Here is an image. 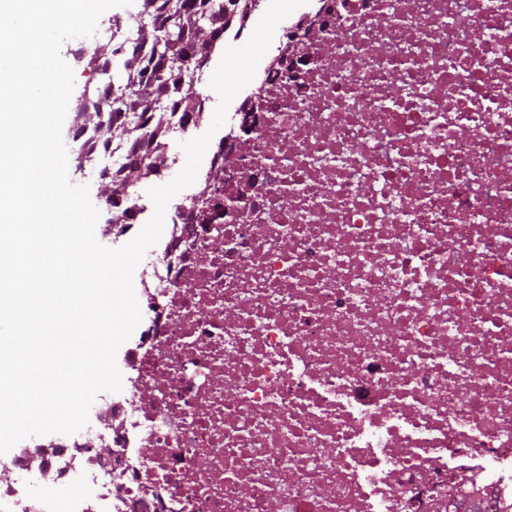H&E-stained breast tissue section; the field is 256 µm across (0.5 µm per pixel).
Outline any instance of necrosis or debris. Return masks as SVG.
<instances>
[{
  "label": "necrosis or debris",
  "mask_w": 512,
  "mask_h": 512,
  "mask_svg": "<svg viewBox=\"0 0 512 512\" xmlns=\"http://www.w3.org/2000/svg\"><path fill=\"white\" fill-rule=\"evenodd\" d=\"M319 3L222 191L168 219L130 397L18 448L0 512L512 496V0Z\"/></svg>",
  "instance_id": "4bbe7bcc"
}]
</instances>
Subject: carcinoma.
I'll use <instances>...</instances> for the list:
<instances>
[{
	"mask_svg": "<svg viewBox=\"0 0 512 512\" xmlns=\"http://www.w3.org/2000/svg\"><path fill=\"white\" fill-rule=\"evenodd\" d=\"M138 0L137 45L123 55L121 90L126 100L113 105L108 64L119 55L115 46L96 47L88 65L103 75L101 83L85 88L74 107L72 133L95 126L106 144H128L129 161L110 178H102V197L112 208V228L124 232L140 209L128 204L127 192L143 180L159 177L166 168L165 138L175 115L195 121L202 107L194 75L209 65L229 27H245L237 0ZM139 112L146 128L131 127L125 113ZM224 182V164L210 167L201 203L206 204Z\"/></svg>",
	"mask_w": 512,
	"mask_h": 512,
	"instance_id": "cac0c4a2",
	"label": "carcinoma"
}]
</instances>
